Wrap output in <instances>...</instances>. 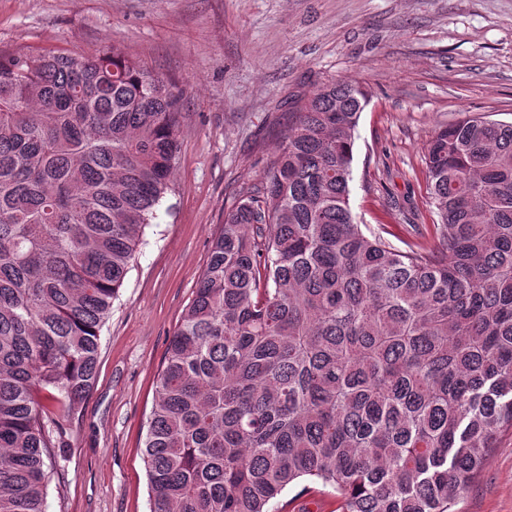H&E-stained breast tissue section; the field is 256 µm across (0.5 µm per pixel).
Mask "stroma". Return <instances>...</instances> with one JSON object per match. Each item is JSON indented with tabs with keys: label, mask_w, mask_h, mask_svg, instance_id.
Returning <instances> with one entry per match:
<instances>
[{
	"label": "stroma",
	"mask_w": 512,
	"mask_h": 512,
	"mask_svg": "<svg viewBox=\"0 0 512 512\" xmlns=\"http://www.w3.org/2000/svg\"><path fill=\"white\" fill-rule=\"evenodd\" d=\"M114 46L183 89L179 160L101 331L96 383L48 462L46 512H150L142 447L169 340L225 213L305 96L333 81L367 91L350 205L400 249L437 240L435 130L472 114L512 122V0H0V51ZM280 500L340 512L318 482ZM458 508L512 512V433Z\"/></svg>",
	"instance_id": "stroma-1"
}]
</instances>
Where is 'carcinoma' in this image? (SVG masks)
Instances as JSON below:
<instances>
[{
	"instance_id": "1",
	"label": "carcinoma",
	"mask_w": 512,
	"mask_h": 512,
	"mask_svg": "<svg viewBox=\"0 0 512 512\" xmlns=\"http://www.w3.org/2000/svg\"><path fill=\"white\" fill-rule=\"evenodd\" d=\"M367 102L316 89L225 215L149 416L150 512H283L302 479L341 512H457L512 432V124L438 129V243L401 250L350 207ZM182 119L118 47L0 52V512H46L52 434L96 382Z\"/></svg>"
}]
</instances>
